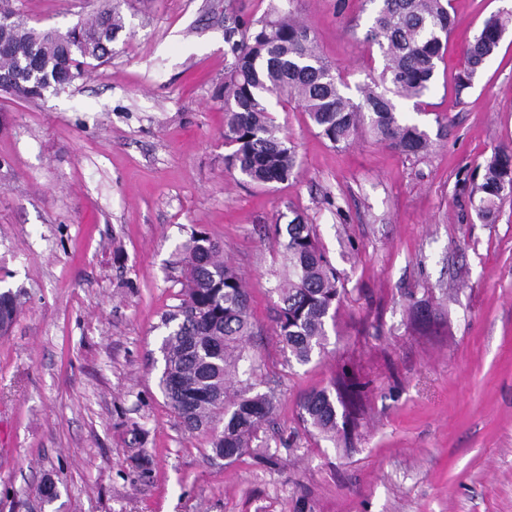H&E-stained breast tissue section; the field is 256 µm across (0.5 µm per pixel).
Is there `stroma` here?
I'll return each instance as SVG.
<instances>
[{
    "instance_id": "1",
    "label": "stroma",
    "mask_w": 512,
    "mask_h": 512,
    "mask_svg": "<svg viewBox=\"0 0 512 512\" xmlns=\"http://www.w3.org/2000/svg\"><path fill=\"white\" fill-rule=\"evenodd\" d=\"M109 2L13 0L61 32ZM268 6L122 0L108 63L35 101L0 92V291L19 309L0 337V512H512V197L492 224L472 202L477 165L512 145V31L471 87L456 84L467 42L512 0H452L433 87L404 110L432 136L427 154L366 130L336 148L285 102L273 117L297 166L264 188L224 167L216 89L225 18ZM295 7L350 85L381 70L370 0ZM297 216L345 288L305 365L274 334V227ZM194 227L245 280L254 379L277 399L256 451L231 462L158 387L161 317L180 302ZM342 375L364 389L347 436L331 439L298 403Z\"/></svg>"
}]
</instances>
